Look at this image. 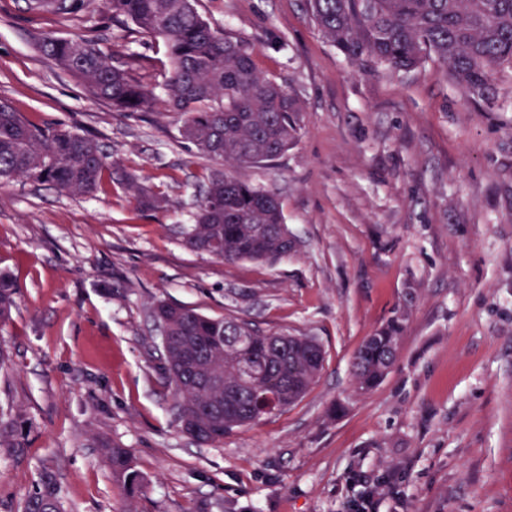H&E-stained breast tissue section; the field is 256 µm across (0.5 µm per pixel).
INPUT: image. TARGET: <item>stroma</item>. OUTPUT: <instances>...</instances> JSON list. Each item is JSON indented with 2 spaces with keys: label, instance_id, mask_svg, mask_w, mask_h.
<instances>
[{
  "label": "stroma",
  "instance_id": "obj_1",
  "mask_svg": "<svg viewBox=\"0 0 512 512\" xmlns=\"http://www.w3.org/2000/svg\"><path fill=\"white\" fill-rule=\"evenodd\" d=\"M198 10L303 102L288 152L232 170L282 202L296 251L272 266L182 244L218 163L161 102L162 41L114 21L107 0L73 19L0 0V98L95 137L169 200L141 216L117 185L80 197L0 184V269L18 287L0 327V407L30 422L25 459L0 451V512H19L47 473L62 512H123L103 440L132 455L137 512H512V83L479 108L436 62L392 75L350 60L304 0ZM47 33L126 45L153 105L124 113L93 98L38 53ZM160 300L315 337L322 372L287 409L198 444L161 369ZM403 305L394 366L356 391L358 349Z\"/></svg>",
  "mask_w": 512,
  "mask_h": 512
}]
</instances>
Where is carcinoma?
Segmentation results:
<instances>
[{
	"instance_id": "obj_1",
	"label": "carcinoma",
	"mask_w": 512,
	"mask_h": 512,
	"mask_svg": "<svg viewBox=\"0 0 512 512\" xmlns=\"http://www.w3.org/2000/svg\"><path fill=\"white\" fill-rule=\"evenodd\" d=\"M197 0H109L112 15L137 31L162 39L170 76L164 104L183 117L182 139L228 167L269 163L288 151L301 130L300 98L259 72L244 41L212 26ZM91 0H29L35 14L69 19ZM305 10L325 39L353 60L368 59L391 74L431 60L475 101L491 105L498 84L512 78V0H305ZM42 56L75 76L98 99L121 112L152 104L131 74L135 56L122 45L103 51L87 35H44ZM50 183L73 196L122 185L141 214L167 207L166 197L139 184L108 161L97 140L65 127H40L0 100V181ZM191 251L226 263L275 264L295 251L278 196L220 169L206 175L194 223L183 231ZM17 287L0 270V324L11 318ZM162 369L174 386L182 430L200 445H214L234 430L299 401L323 368V349L311 336L260 332L243 319L212 318L184 305L157 302ZM408 308L369 336L353 361L357 390L374 389L396 359ZM28 420L0 418V449L21 458ZM103 456L128 501L142 479L128 449L104 444ZM52 476L41 479L21 512H61Z\"/></svg>"
}]
</instances>
